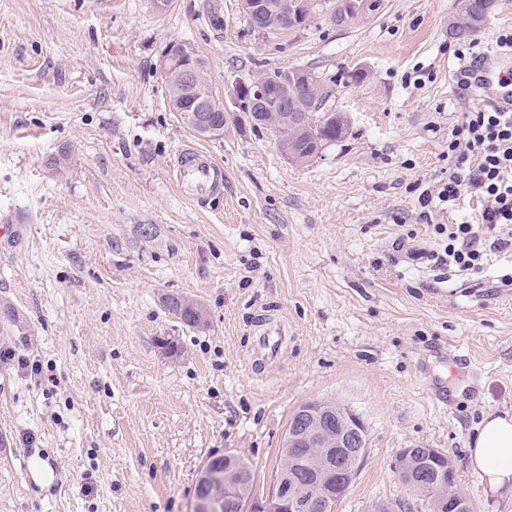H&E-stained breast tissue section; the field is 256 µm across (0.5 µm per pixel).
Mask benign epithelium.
<instances>
[{
	"mask_svg": "<svg viewBox=\"0 0 512 512\" xmlns=\"http://www.w3.org/2000/svg\"><path fill=\"white\" fill-rule=\"evenodd\" d=\"M309 0H241L242 11L256 23L302 19V10ZM159 69L165 82L180 88L179 96L170 101L175 112H185L191 117L197 134L210 139L224 135V126L211 119L213 112H242L263 120L267 112H287L288 96L285 89L293 82L312 81V74L303 69H287L260 78H236L232 82L229 98L217 96L215 91L204 88V66L195 48L186 41L167 44L159 59ZM249 92L250 106L243 108L240 97ZM336 421L339 431L333 433L328 424ZM305 439L313 448L311 454L300 461L308 471L317 472L327 466V459L336 455L334 479L328 483L312 482L303 493L287 495L283 486L295 479L289 473L277 476L275 483L267 486L261 495H253L248 488L236 486V492L245 500L244 512H319L321 509L337 510L347 495L351 480L367 454L365 426L352 410L329 401H310L291 416L284 437V447L292 448ZM399 458L406 464L401 470V481L416 491L432 496L435 512L456 502L455 464L436 448H404ZM428 463L434 471L433 482L415 479L414 463Z\"/></svg>",
	"mask_w": 512,
	"mask_h": 512,
	"instance_id": "benign-epithelium-1",
	"label": "benign epithelium"
}]
</instances>
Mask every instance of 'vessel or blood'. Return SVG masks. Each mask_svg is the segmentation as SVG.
Here are the masks:
<instances>
[{
  "label": "vessel or blood",
  "mask_w": 512,
  "mask_h": 512,
  "mask_svg": "<svg viewBox=\"0 0 512 512\" xmlns=\"http://www.w3.org/2000/svg\"><path fill=\"white\" fill-rule=\"evenodd\" d=\"M509 69H512V51L492 56L476 55L465 67L471 94L512 112V84L501 80L502 72ZM219 173V166L203 151L192 146L183 149L176 171L177 183L189 187L195 199L207 197L219 189ZM283 342V337L273 336L271 330L260 329L254 353L268 359L275 358Z\"/></svg>",
  "instance_id": "b4317fda"
}]
</instances>
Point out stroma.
I'll return each instance as SVG.
<instances>
[{
	"label": "stroma",
	"instance_id": "1",
	"mask_svg": "<svg viewBox=\"0 0 512 512\" xmlns=\"http://www.w3.org/2000/svg\"><path fill=\"white\" fill-rule=\"evenodd\" d=\"M335 6L318 0L309 26L264 37L240 0L163 13L150 0H0V225L25 216L0 245V310L15 314L0 318L13 352L0 360V512H189L221 454L250 461L264 490L292 413L313 400L367 430L338 512H431L397 476L404 448L451 457L471 512H512L464 455L487 413L512 410V251L477 274L419 257L456 221L435 199L448 133L476 106L451 78L455 52L495 49L512 0L471 41L448 36L457 0H379L340 26ZM177 40L221 96L235 74L315 72L347 135L302 163L245 121L197 135L158 69ZM187 145L224 172L203 202L174 182ZM63 151L61 173L49 160ZM168 295L200 304L204 325L169 315ZM265 315L288 343L252 364ZM27 448L64 468L63 498L25 476Z\"/></svg>",
	"mask_w": 512,
	"mask_h": 512
}]
</instances>
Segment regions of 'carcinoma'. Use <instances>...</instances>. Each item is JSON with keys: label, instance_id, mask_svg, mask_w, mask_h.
<instances>
[{"label": "carcinoma", "instance_id": "1", "mask_svg": "<svg viewBox=\"0 0 512 512\" xmlns=\"http://www.w3.org/2000/svg\"><path fill=\"white\" fill-rule=\"evenodd\" d=\"M458 17L448 26L456 39L467 38L480 30L495 7V0H459ZM331 88L325 80L317 85H298L288 91V108L299 120L281 125L279 142L286 146L288 156L295 162H305L319 153L323 146L345 137L349 124L343 113L326 107ZM165 309L183 324L196 327L204 323L201 306L184 297L169 295L164 298ZM253 485L252 465L238 457L232 465L225 463V456L209 459L198 476L194 496L219 495L217 512H243L244 503L236 494L224 492V480Z\"/></svg>", "mask_w": 512, "mask_h": 512}]
</instances>
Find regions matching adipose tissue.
Returning a JSON list of instances; mask_svg holds the SVG:
<instances>
[{"mask_svg":"<svg viewBox=\"0 0 512 512\" xmlns=\"http://www.w3.org/2000/svg\"><path fill=\"white\" fill-rule=\"evenodd\" d=\"M467 453L471 469L488 489L512 493V413L486 415Z\"/></svg>","mask_w":512,"mask_h":512,"instance_id":"obj_1","label":"adipose tissue"}]
</instances>
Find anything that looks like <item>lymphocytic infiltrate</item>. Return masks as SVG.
Wrapping results in <instances>:
<instances>
[{"mask_svg": "<svg viewBox=\"0 0 512 512\" xmlns=\"http://www.w3.org/2000/svg\"><path fill=\"white\" fill-rule=\"evenodd\" d=\"M452 171L437 193L458 208L475 201V221L448 227L443 251L428 253L436 266L479 271L487 251H512V112L494 107L464 113L448 135Z\"/></svg>", "mask_w": 512, "mask_h": 512, "instance_id": "1", "label": "lymphocytic infiltrate"}]
</instances>
